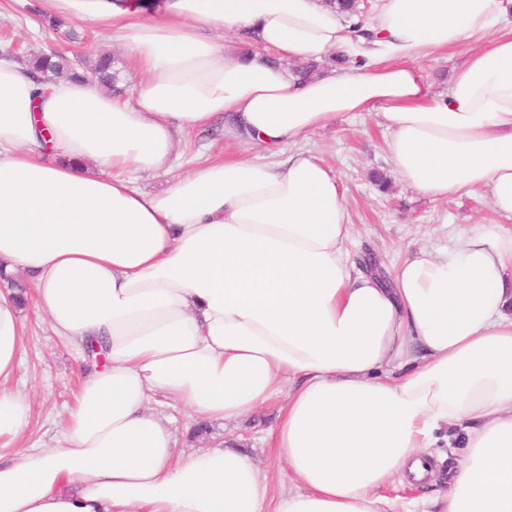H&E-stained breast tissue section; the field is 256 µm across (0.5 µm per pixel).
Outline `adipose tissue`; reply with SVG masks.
Wrapping results in <instances>:
<instances>
[{
  "instance_id": "1",
  "label": "adipose tissue",
  "mask_w": 512,
  "mask_h": 512,
  "mask_svg": "<svg viewBox=\"0 0 512 512\" xmlns=\"http://www.w3.org/2000/svg\"><path fill=\"white\" fill-rule=\"evenodd\" d=\"M107 27L146 79L135 102L83 80L33 79L0 59V268L33 283L53 332L101 342L61 444L0 461V512H512V234L477 224L391 282L356 270L344 186L298 143L351 112L390 131L408 186L434 199L490 191L512 215V0H381L378 39L321 0H44ZM243 29L260 53L227 52ZM484 38L447 93L418 61ZM352 66L300 81L266 52ZM272 155L180 171L185 131ZM295 152H288V145ZM168 175L150 193L139 173ZM24 324L0 291V440L30 423L9 387ZM287 391L268 434L291 485L271 495L239 448L189 455L165 407L237 420ZM464 450L424 485L448 427ZM458 428L456 427H448V431L446 430V434L454 436L451 439V445L448 446L444 443V441H440L434 448H431L430 451L434 458L433 463L437 470V478L438 484L435 485H425L421 486L420 491H417L415 494H405L406 489L409 487H413L406 482L400 483L396 481L395 483L389 485L384 489V494L391 497H404L407 499L421 497L423 495L433 494L437 489L444 490L447 488V479H448V461L454 460L457 454H459L463 448H460V438L458 433ZM455 435L457 437L455 438Z\"/></svg>"
}]
</instances>
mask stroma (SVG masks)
I'll list each match as a JSON object with an SVG mask.
<instances>
[{
  "label": "stroma",
  "mask_w": 512,
  "mask_h": 512,
  "mask_svg": "<svg viewBox=\"0 0 512 512\" xmlns=\"http://www.w3.org/2000/svg\"><path fill=\"white\" fill-rule=\"evenodd\" d=\"M47 17L42 0H0V42L15 44L14 61L20 68H27L31 56L54 51L67 56L76 67L108 54L120 73L123 97H131L140 76L120 45L68 18L58 29H51ZM474 47V42L468 41L420 59L419 65L435 91H447L455 71ZM388 137L374 116L364 113L337 118L334 126L315 133L306 145L307 150L335 169L346 188L345 205L354 225L348 249L357 269L373 265L383 275L392 276L407 250L419 246L442 250L452 229L463 231L476 224H498L512 233V218L492 209L488 189L435 200L406 186L389 160ZM182 149L181 163L189 170L206 158L223 156L228 144L218 125L187 134ZM375 171L386 177V190L371 183L370 175ZM22 318L23 359L14 383L31 390L33 400L30 425L21 444L51 447L58 444L68 422V408L93 365L86 353L56 336L33 309H23ZM277 414L278 406L273 403L240 422L212 421L202 429L190 413L176 409L172 412L176 446L190 452L234 437L262 473L278 484L285 481L286 468L266 440V431Z\"/></svg>",
  "instance_id": "35a3bbf8"
}]
</instances>
